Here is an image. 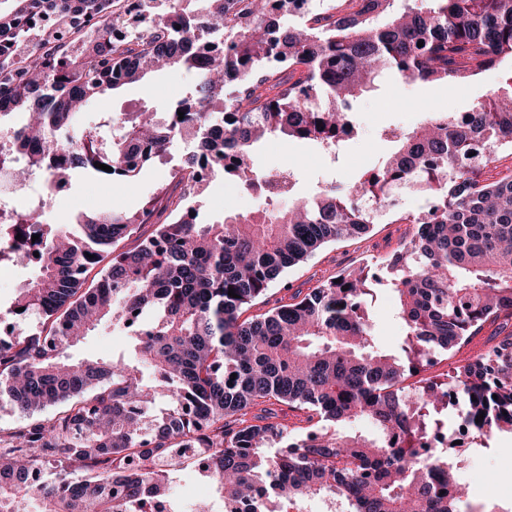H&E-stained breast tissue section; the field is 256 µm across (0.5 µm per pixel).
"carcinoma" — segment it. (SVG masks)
<instances>
[{
	"label": "carcinoma",
	"mask_w": 512,
	"mask_h": 512,
	"mask_svg": "<svg viewBox=\"0 0 512 512\" xmlns=\"http://www.w3.org/2000/svg\"><path fill=\"white\" fill-rule=\"evenodd\" d=\"M0 14V118L29 115L13 134L25 165L45 174L70 132V173L97 174L93 161L121 181L137 176L180 142L194 151L137 211L119 204L69 226L45 224L55 193L46 190L26 220L35 221L39 273L0 311V401L29 418L15 445L0 448V512H149L168 497L174 466H196L224 499V512H288L309 499L336 512H462L467 505L448 449L424 454L421 440L448 431L452 397L462 417L490 437L512 433V174L485 169L512 151V0H318L294 19V0H137V25L125 0H56L63 20L75 12L89 29L85 56L60 66L68 43L47 35L29 61L12 58L25 44V18L47 0H16ZM423 46H417V43ZM164 63L194 75L191 88L163 109L85 122L81 109L145 77ZM488 69L501 83L472 103L465 118L420 103L427 114L410 131L386 128L393 151L345 187L312 198L288 191L266 207L201 223L189 205L207 155L227 160L224 175L251 190L264 177L252 162L270 136L327 145L352 126L353 106L388 76L459 83ZM183 119L162 124L175 111ZM416 182L424 209L400 220L418 225L406 250L386 263V278L347 273L310 292L241 319L289 268L323 246L362 236L375 223L372 204ZM165 215L132 249L112 253L99 279L85 274L154 212ZM17 221L0 222V258L20 251ZM397 293L399 349H386L366 317L372 283ZM234 289L236 297L228 295ZM38 319L30 335L16 332ZM108 323L126 332L129 349L105 359L74 360L77 341ZM495 327L487 349L443 378L421 377L436 355L454 356ZM413 383H407L409 379ZM164 408L154 412L156 401ZM304 411L313 440L249 416L260 405ZM56 406L51 420L32 419ZM484 414L483 421L475 419ZM372 422L358 433L351 423ZM56 464L53 480L32 474Z\"/></svg>",
	"instance_id": "obj_1"
}]
</instances>
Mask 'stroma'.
<instances>
[{"label":"stroma","mask_w":512,"mask_h":512,"mask_svg":"<svg viewBox=\"0 0 512 512\" xmlns=\"http://www.w3.org/2000/svg\"><path fill=\"white\" fill-rule=\"evenodd\" d=\"M192 81V74L183 69L155 71L145 80L115 91L105 107L113 112H132L144 104L161 108L180 98ZM499 81V72L489 70L462 84H425L412 80L383 83L379 91L365 93L357 99L354 129L338 159H331L317 146L279 136L259 144L254 163L263 170L286 162L295 163L298 167L296 193L301 197L313 196L320 186L332 181L350 184L362 170L391 152V145L380 140V130L395 127L406 131L422 123L417 101H425L439 112H458ZM186 151L185 145L176 146L171 163L155 161L135 179L106 194L92 191L89 178L72 176L57 198L51 223H71L77 214L110 202L130 210L140 208L157 187L170 184L171 165L180 162ZM196 204L205 221L263 206L257 195L220 173L203 187ZM415 233V225L395 224L390 216H382L367 235L330 243L304 263L288 269L283 281L273 284L253 311L263 313L285 301L289 294L308 292L338 274L366 266L376 267L408 243ZM367 314L381 344L390 349L397 347L403 329L395 294L389 286H376L367 305ZM127 347L128 338L124 333L102 325L73 348L71 355L76 359H108L125 352ZM459 468L469 488L470 502L483 504L490 512H512L511 433L497 434L487 447L463 453Z\"/></svg>","instance_id":"obj_1"}]
</instances>
